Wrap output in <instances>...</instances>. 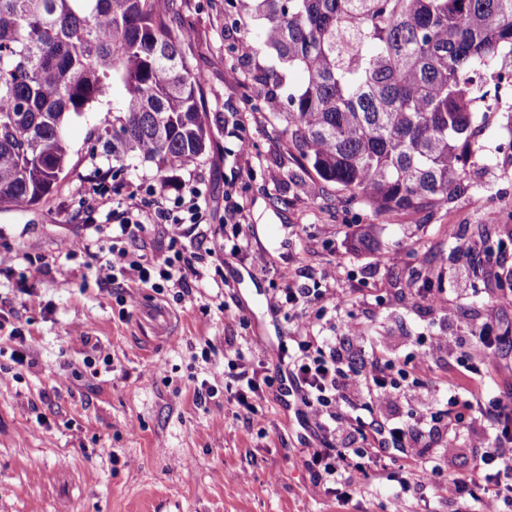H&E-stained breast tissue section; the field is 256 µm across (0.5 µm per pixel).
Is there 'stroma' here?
<instances>
[{
    "label": "stroma",
    "instance_id": "stroma-1",
    "mask_svg": "<svg viewBox=\"0 0 512 512\" xmlns=\"http://www.w3.org/2000/svg\"><path fill=\"white\" fill-rule=\"evenodd\" d=\"M184 10L211 143L194 166L163 179L202 190L205 224L183 225L178 236L172 225L148 224L115 237L97 202L116 207L130 186L161 178L135 158L113 169L99 137L104 102L70 122V162L53 194L0 208V512H388L396 486L384 480L342 509L312 491L302 458L312 429L290 419L272 387L245 415L225 388V345L248 352L258 381L274 378L273 363L249 348L258 338L273 353L291 336L293 319L275 306L290 281L323 289L324 335H344L351 317L360 346L401 357L418 352L426 325L465 336L511 324L512 310L490 297L512 285V98L479 113L483 151L448 204L380 216L317 182L280 128L263 122L266 94L284 99L301 77L272 88L255 75L279 67L273 50L238 57L237 42L260 37L261 20L224 0H186ZM228 184L243 207L237 224L224 221ZM453 230L497 242L491 263L458 255ZM72 239L84 247L69 254ZM239 241L265 252L266 271L234 252ZM116 246L158 262L196 253L201 275L181 297L129 275L104 280L99 267ZM393 252L400 262L390 266L382 257ZM342 259L347 274L333 278ZM426 287L440 289V305L416 301L413 289ZM77 327L83 338L73 337ZM240 475L249 480L243 492Z\"/></svg>",
    "mask_w": 512,
    "mask_h": 512
}]
</instances>
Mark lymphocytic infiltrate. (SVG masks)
Returning a JSON list of instances; mask_svg holds the SVG:
<instances>
[{"label": "lymphocytic infiltrate", "instance_id": "obj_1", "mask_svg": "<svg viewBox=\"0 0 512 512\" xmlns=\"http://www.w3.org/2000/svg\"><path fill=\"white\" fill-rule=\"evenodd\" d=\"M203 216L198 187L180 186L171 196L151 184L134 207L114 213L112 221L123 237L146 224H199ZM112 268L136 275L145 286L159 276L163 287L173 289L183 288L188 278L199 274L194 255L182 252L156 265L145 256L117 249ZM279 294L278 308H317L314 319L296 321L295 350L283 346L276 356L283 374L279 397L293 399L305 423L315 429V445L303 451L313 490L332 494L343 507L379 479L396 483L398 501L417 487L437 488V457L451 453L459 434L479 423L493 438L477 441V472L454 476L449 493L457 503H477V512H502L512 505V386L490 395L476 388L478 377L499 367L502 352L512 350V325H485L467 337L433 336L421 353L401 361L378 348L359 361L345 341L322 336L319 321L326 312L318 306V289L289 283ZM467 345L474 355L443 377L437 393L421 398L405 418L384 416L386 406L421 388L420 375L430 359Z\"/></svg>", "mask_w": 512, "mask_h": 512}]
</instances>
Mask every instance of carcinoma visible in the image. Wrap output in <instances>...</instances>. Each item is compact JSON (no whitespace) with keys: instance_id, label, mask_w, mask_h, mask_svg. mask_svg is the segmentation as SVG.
I'll list each match as a JSON object with an SVG mask.
<instances>
[{"instance_id":"1","label":"carcinoma","mask_w":512,"mask_h":512,"mask_svg":"<svg viewBox=\"0 0 512 512\" xmlns=\"http://www.w3.org/2000/svg\"><path fill=\"white\" fill-rule=\"evenodd\" d=\"M262 40L304 74L265 120L316 177L374 212L412 214L461 189L482 152L487 82L512 88V0H253ZM182 0H0V207H29L69 163V120L110 86L116 167L161 173L210 143Z\"/></svg>"}]
</instances>
